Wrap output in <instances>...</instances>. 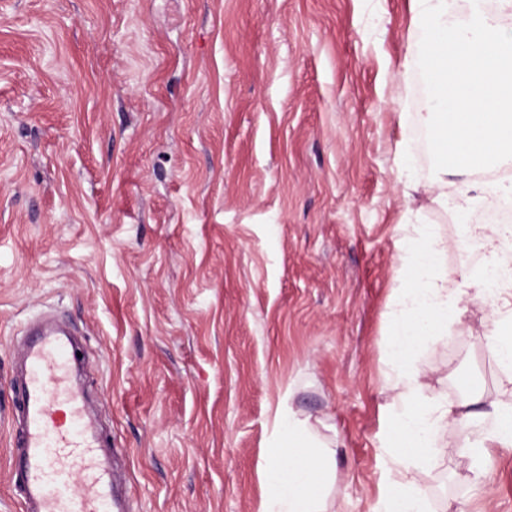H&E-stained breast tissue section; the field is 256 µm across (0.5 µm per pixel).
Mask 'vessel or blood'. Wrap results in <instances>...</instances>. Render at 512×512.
<instances>
[{"instance_id": "vessel-or-blood-1", "label": "vessel or blood", "mask_w": 512, "mask_h": 512, "mask_svg": "<svg viewBox=\"0 0 512 512\" xmlns=\"http://www.w3.org/2000/svg\"><path fill=\"white\" fill-rule=\"evenodd\" d=\"M67 332H39L25 349L26 375L14 412L13 470L24 478V512H113L116 478L88 425V407L72 381ZM81 474V490L72 478Z\"/></svg>"}]
</instances>
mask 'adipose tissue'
<instances>
[{
	"mask_svg": "<svg viewBox=\"0 0 512 512\" xmlns=\"http://www.w3.org/2000/svg\"><path fill=\"white\" fill-rule=\"evenodd\" d=\"M450 9V0H412L414 20L429 46L431 88L415 120L427 128L433 153L450 169L429 182L430 199L461 218L460 233L479 244L486 274L448 268V241L435 226L418 225L395 242L386 378L397 395L374 512H431L410 470L430 462L438 449L465 444L479 479L491 449L512 447V403L484 401L474 386L452 406L426 396L420 382L423 354L450 336L476 305L490 311L486 338L512 385V224L467 220L489 199L512 203V182L487 177L497 165L512 162V32L480 8H472L463 22L451 20ZM465 428L475 429L473 439L462 440ZM263 475L261 512H329L336 452L308 419L291 413L281 420Z\"/></svg>",
	"mask_w": 512,
	"mask_h": 512,
	"instance_id": "obj_1",
	"label": "adipose tissue"
}]
</instances>
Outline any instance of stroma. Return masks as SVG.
Returning <instances> with one entry per match:
<instances>
[{"mask_svg": "<svg viewBox=\"0 0 512 512\" xmlns=\"http://www.w3.org/2000/svg\"><path fill=\"white\" fill-rule=\"evenodd\" d=\"M411 0H0V512L15 352L38 317L78 334L84 386L132 512H260L277 415L336 451L331 512H372L385 378L394 158L422 147ZM448 238L454 213L413 200ZM469 307L422 358L427 396L508 399ZM466 448L411 478L433 512H512V448L480 486Z\"/></svg>", "mask_w": 512, "mask_h": 512, "instance_id": "obj_1", "label": "stroma"}]
</instances>
